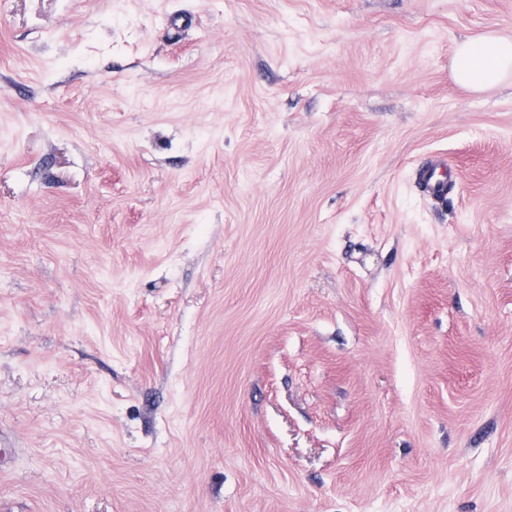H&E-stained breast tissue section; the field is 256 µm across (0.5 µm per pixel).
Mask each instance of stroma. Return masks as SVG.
I'll list each match as a JSON object with an SVG mask.
<instances>
[{
  "label": "stroma",
  "instance_id": "35a3bbf8",
  "mask_svg": "<svg viewBox=\"0 0 512 512\" xmlns=\"http://www.w3.org/2000/svg\"><path fill=\"white\" fill-rule=\"evenodd\" d=\"M488 31L512 0H0V512H512ZM452 75L473 92L487 91L512 76V38L486 33L456 44Z\"/></svg>",
  "mask_w": 512,
  "mask_h": 512
}]
</instances>
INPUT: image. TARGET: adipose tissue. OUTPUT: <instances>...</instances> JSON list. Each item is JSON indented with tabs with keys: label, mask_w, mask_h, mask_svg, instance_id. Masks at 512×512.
<instances>
[{
	"label": "adipose tissue",
	"mask_w": 512,
	"mask_h": 512,
	"mask_svg": "<svg viewBox=\"0 0 512 512\" xmlns=\"http://www.w3.org/2000/svg\"><path fill=\"white\" fill-rule=\"evenodd\" d=\"M452 75L473 92L495 88L512 78V38L486 33L457 43Z\"/></svg>",
	"instance_id": "adipose-tissue-1"
}]
</instances>
